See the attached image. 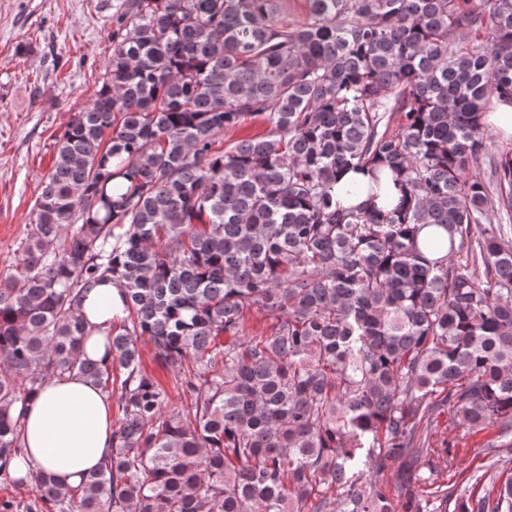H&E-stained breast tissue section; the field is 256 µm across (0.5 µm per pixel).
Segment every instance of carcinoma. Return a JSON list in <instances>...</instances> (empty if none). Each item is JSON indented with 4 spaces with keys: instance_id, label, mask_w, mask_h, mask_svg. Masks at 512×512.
I'll list each match as a JSON object with an SVG mask.
<instances>
[{
    "instance_id": "carcinoma-1",
    "label": "carcinoma",
    "mask_w": 512,
    "mask_h": 512,
    "mask_svg": "<svg viewBox=\"0 0 512 512\" xmlns=\"http://www.w3.org/2000/svg\"><path fill=\"white\" fill-rule=\"evenodd\" d=\"M306 4L295 27L288 0L112 15L102 85L0 273V485L47 512H512V150L484 120L512 99V0ZM255 117L264 134L224 144ZM363 168L394 208L336 206ZM107 279L125 315L99 364L82 306ZM70 375L115 395L109 457L73 488L15 476L16 408ZM442 406L494 433L476 501L413 471ZM145 370L154 376L167 393L166 407L169 410H181L186 403L187 395L175 385L171 373L161 368L153 359V347L147 341L139 346Z\"/></svg>"
}]
</instances>
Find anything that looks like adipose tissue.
Segmentation results:
<instances>
[{"label":"adipose tissue","mask_w":512,"mask_h":512,"mask_svg":"<svg viewBox=\"0 0 512 512\" xmlns=\"http://www.w3.org/2000/svg\"><path fill=\"white\" fill-rule=\"evenodd\" d=\"M369 181V172H345L339 180L337 200L345 207L371 201L378 208H391L398 197L394 185H386L375 198L364 191L355 196L344 191L345 185L364 187ZM121 296L120 286L109 281L94 288L83 303L88 322L104 328L113 318L122 317ZM21 423L26 453L11 462L19 476L43 468L61 486L74 487L102 466L112 449V403L100 388L78 376L44 382L22 410Z\"/></svg>","instance_id":"ef3b65f1"}]
</instances>
